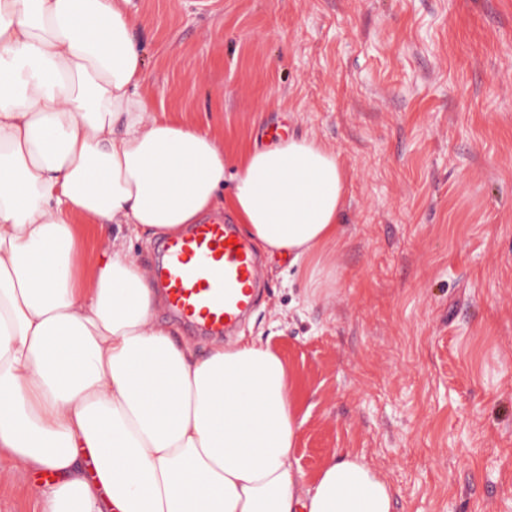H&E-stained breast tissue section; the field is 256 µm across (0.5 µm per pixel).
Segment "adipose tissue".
Wrapping results in <instances>:
<instances>
[{"label": "adipose tissue", "instance_id": "1", "mask_svg": "<svg viewBox=\"0 0 512 512\" xmlns=\"http://www.w3.org/2000/svg\"><path fill=\"white\" fill-rule=\"evenodd\" d=\"M129 0H0V456L40 512H391L364 458H296L294 376L246 337L200 356L158 321L161 285L126 239L171 237L229 204L298 266L340 239L346 176L308 136L237 159L153 116ZM117 224L91 270L87 225Z\"/></svg>", "mask_w": 512, "mask_h": 512}]
</instances>
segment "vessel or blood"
I'll list each match as a JSON object with an SVG mask.
<instances>
[{"mask_svg":"<svg viewBox=\"0 0 512 512\" xmlns=\"http://www.w3.org/2000/svg\"><path fill=\"white\" fill-rule=\"evenodd\" d=\"M162 251L164 260L152 277L178 318L225 335L256 303L258 262L251 242L229 218H205L164 241Z\"/></svg>","mask_w":512,"mask_h":512,"instance_id":"1","label":"vessel or blood"}]
</instances>
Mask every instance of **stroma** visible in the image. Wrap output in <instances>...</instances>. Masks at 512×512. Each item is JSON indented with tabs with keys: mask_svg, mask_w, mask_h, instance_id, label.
<instances>
[{
	"mask_svg": "<svg viewBox=\"0 0 512 512\" xmlns=\"http://www.w3.org/2000/svg\"><path fill=\"white\" fill-rule=\"evenodd\" d=\"M154 111L348 175L330 285L259 255L239 328L296 375L313 483L354 452L392 512H512V0H130ZM0 459V512H35Z\"/></svg>",
	"mask_w": 512,
	"mask_h": 512,
	"instance_id": "1",
	"label": "stroma"
}]
</instances>
